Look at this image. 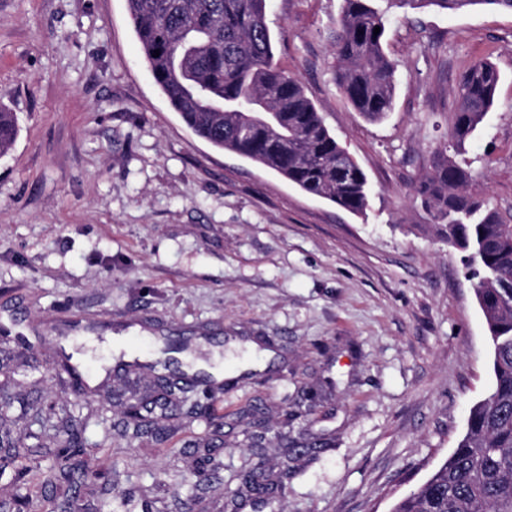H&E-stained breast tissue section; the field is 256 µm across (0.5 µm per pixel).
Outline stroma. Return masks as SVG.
I'll use <instances>...</instances> for the list:
<instances>
[{
	"label": "stroma",
	"mask_w": 512,
	"mask_h": 512,
	"mask_svg": "<svg viewBox=\"0 0 512 512\" xmlns=\"http://www.w3.org/2000/svg\"><path fill=\"white\" fill-rule=\"evenodd\" d=\"M341 0H267L276 61L365 171L356 216L238 154L213 148L149 72L126 0H0V107L16 141L0 158V390L71 414L92 464L87 512H389L466 431L491 385L487 328L459 254L413 199L448 141L461 71L486 58L497 104L471 140L476 190L512 214V13L392 15L394 109L365 120L333 81ZM223 370L207 414L167 420L159 444L126 432L162 342ZM72 356L90 387L75 396ZM19 408L0 435L25 453L0 471L24 494L54 457ZM213 443L219 469L196 485ZM262 463L268 500L242 473Z\"/></svg>",
	"instance_id": "35a3bbf8"
}]
</instances>
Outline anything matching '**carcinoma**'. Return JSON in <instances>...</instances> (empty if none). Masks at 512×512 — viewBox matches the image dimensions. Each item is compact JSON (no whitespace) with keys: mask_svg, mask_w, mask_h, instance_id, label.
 I'll list each match as a JSON object with an SVG mask.
<instances>
[{"mask_svg":"<svg viewBox=\"0 0 512 512\" xmlns=\"http://www.w3.org/2000/svg\"><path fill=\"white\" fill-rule=\"evenodd\" d=\"M131 20L156 84L197 136L282 176L307 194L353 215L365 213L364 171L325 125L300 82L274 62L267 0H127ZM332 45L337 88L366 119L394 109L397 65L383 49L389 15L397 10L458 13L475 8L512 12V0H342ZM380 33L373 34L375 27ZM159 56H154V51ZM500 72L488 59L461 73L448 143L467 144L495 105ZM18 134L16 114L0 108V158ZM471 164L435 150L416 192L440 237L461 254L490 342L492 384L469 410L467 430L443 463L391 512H512V224L475 194ZM194 383L172 381L171 412L185 405ZM30 421L55 437L78 438L73 424L32 409ZM133 433L164 437L156 420L128 421ZM59 477L71 492L83 459L65 450ZM24 468L20 477L40 507L64 512L71 497L49 493Z\"/></svg>","mask_w":512,"mask_h":512,"instance_id":"carcinoma-1","label":"carcinoma"}]
</instances>
